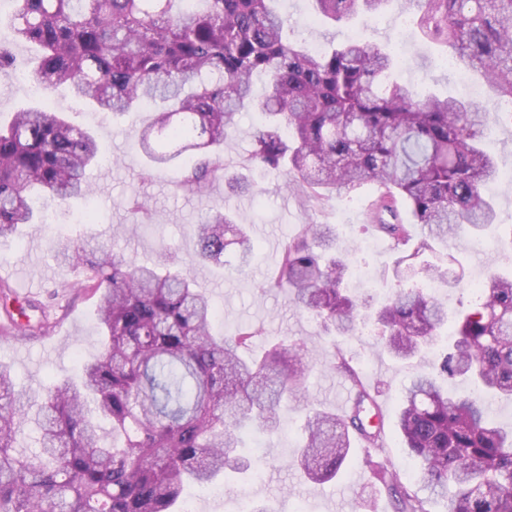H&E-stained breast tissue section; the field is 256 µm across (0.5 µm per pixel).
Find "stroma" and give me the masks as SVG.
Listing matches in <instances>:
<instances>
[{
  "mask_svg": "<svg viewBox=\"0 0 512 512\" xmlns=\"http://www.w3.org/2000/svg\"><path fill=\"white\" fill-rule=\"evenodd\" d=\"M278 7L288 19L290 34L305 40L311 49L354 36L389 45L401 55V66L395 72L399 81L423 92L465 97L479 111L491 113L486 145L500 171L512 170V116L499 111L478 76L464 78L442 64V49L422 37L399 0L372 21L359 19L336 25L316 22L311 0H280ZM0 43L9 46L14 56L13 67L0 71V122L8 123L15 111L29 103L44 104L65 113L75 124L92 128L106 155L103 164L86 172L94 189L90 201L49 202L54 214L51 223L23 225L18 245H0V265L11 271L9 285L29 287L31 298L45 305L55 324L51 335L37 338L0 332V362L10 365L18 390L32 396L35 404H42L40 392L46 384L74 376L80 359L97 353L100 329L96 300L78 288L77 272L58 262L57 250L64 244L78 247L102 242L139 264H151L169 255L191 267L199 286L217 306L215 333L227 335L249 324L263 327L266 336L304 343L313 365L305 398L334 413L339 412L338 401L350 386L334 366L337 354H344L350 365L362 372L365 384L381 404L387 428L395 427L399 396L413 367L387 354L373 327L353 337L321 335L315 319L295 307L284 292L268 285L278 268L284 236L302 224H332L353 265L370 273L366 281L350 274L352 291L361 298H378L394 288L399 251L363 218L366 205L376 197L372 184L316 202L306 197L297 182L257 169L252 173L258 185L254 195L233 193L220 180L202 195L177 189L179 169L148 170L136 144V132L150 121L151 110L91 120L90 108L77 101L67 87L34 94L19 84L18 74L29 69L35 50L14 42L1 21ZM235 121L237 131L225 141L223 151L224 166L231 172L240 171L251 150V134L263 124L264 116L260 110L251 109L239 113ZM491 195L497 207L496 224L479 238L467 230L458 233L455 248L443 244L435 247L439 254L452 252L457 266L466 273L459 287L439 291L450 311H460L469 303L473 286L485 278L497 254L512 252V182H495ZM135 198L144 203L143 211L132 209ZM90 205L99 216L98 223H80L79 215ZM219 207L247 225L259 245L246 268H239L232 247L224 254L223 266L197 267L192 263L196 240L191 227ZM280 418L278 433H254L246 439L249 452L262 458L261 480L231 474L207 490L187 488L184 507L189 512H236L237 495L246 489L271 512H394L390 500L376 495L369 481L362 446H355L336 481L317 485L305 480L293 464L302 440V404H289Z\"/></svg>",
  "mask_w": 512,
  "mask_h": 512,
  "instance_id": "obj_1",
  "label": "stroma"
}]
</instances>
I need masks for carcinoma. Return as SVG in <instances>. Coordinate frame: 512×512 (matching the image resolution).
Listing matches in <instances>:
<instances>
[{
	"label": "carcinoma",
	"instance_id": "obj_1",
	"mask_svg": "<svg viewBox=\"0 0 512 512\" xmlns=\"http://www.w3.org/2000/svg\"><path fill=\"white\" fill-rule=\"evenodd\" d=\"M14 2L15 40L41 48L32 77L101 112L159 107L139 146L156 168L193 153L198 162L177 181L185 190L201 193L224 177L219 149L237 112L253 104L251 78L262 73L266 121L246 162L299 180L317 202L375 183V227L398 248L412 241L399 210L406 204L425 233L396 273L418 259L427 280L455 287L463 273L450 277L423 256L465 226L479 232L496 221L483 194L499 177L482 142L487 114L390 80L397 61L386 45L355 38L312 53L286 38L277 0H194L177 14L173 0ZM313 2L317 15L342 21L376 18L393 0ZM401 5L460 69L479 75L497 100H512V0ZM100 160L92 131L42 105L15 112L0 127V242L38 223L28 192L58 202L90 196L85 173ZM193 234L204 262L224 264L232 245L245 262L258 250L245 225L222 211ZM58 260L79 269L81 287L97 297L104 342L79 380L47 388L40 450L31 454L16 445L27 398L0 364V512H183L185 485L259 467V457L243 453V437L276 432L280 411L304 395V344L284 338L243 357L238 350L262 329L215 335V306L189 272L137 264L104 245L63 246ZM348 269L335 227L304 224L282 240L268 287L287 289L326 335L354 336L373 321L402 360L419 357L448 327L447 302L423 288H399L376 308L351 297ZM11 331L43 336L51 323L14 321ZM339 368L351 377L353 403L341 416L309 409L296 460L307 480H335L359 439L373 484L396 512H428L436 499L448 512H512V429L492 421L488 402L450 396L443 384L459 378L512 401V274L493 271L478 285L436 370L415 373L400 394L396 432L419 465V488L406 486L388 459L373 460L387 447L384 422L367 428L361 413L375 399L345 359ZM100 418L110 422L102 434Z\"/></svg>",
	"mask_w": 512,
	"mask_h": 512
}]
</instances>
